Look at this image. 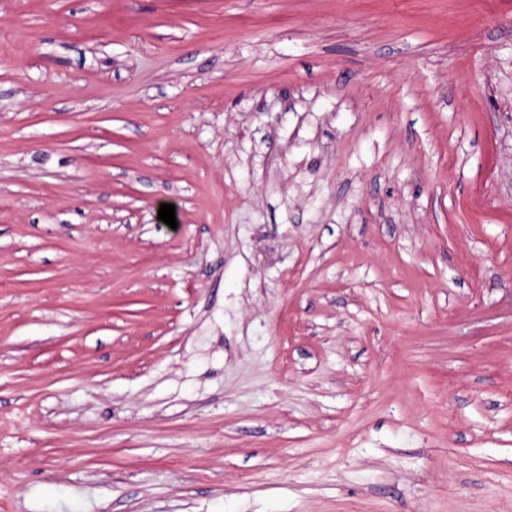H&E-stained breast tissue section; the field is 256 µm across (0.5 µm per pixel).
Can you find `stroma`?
I'll list each match as a JSON object with an SVG mask.
<instances>
[{"label": "stroma", "mask_w": 512, "mask_h": 512, "mask_svg": "<svg viewBox=\"0 0 512 512\" xmlns=\"http://www.w3.org/2000/svg\"><path fill=\"white\" fill-rule=\"evenodd\" d=\"M0 512H512V0H0Z\"/></svg>", "instance_id": "stroma-1"}]
</instances>
